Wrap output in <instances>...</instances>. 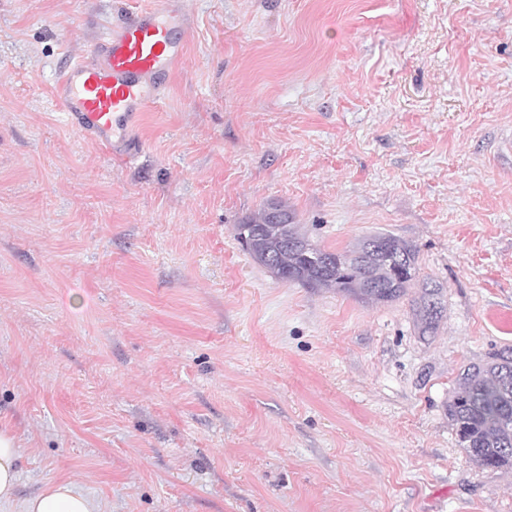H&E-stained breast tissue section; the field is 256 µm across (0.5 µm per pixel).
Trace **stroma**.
Returning a JSON list of instances; mask_svg holds the SVG:
<instances>
[{
  "instance_id": "35a3bbf8",
  "label": "stroma",
  "mask_w": 512,
  "mask_h": 512,
  "mask_svg": "<svg viewBox=\"0 0 512 512\" xmlns=\"http://www.w3.org/2000/svg\"><path fill=\"white\" fill-rule=\"evenodd\" d=\"M159 2L0 0V512L63 481L99 512H512L446 413L512 350V0H181L111 154L53 84ZM273 201L329 250L415 245L412 288L275 278L236 239ZM441 291L438 288L424 289L417 310L420 331L423 336L432 335L437 329L441 317ZM20 459L16 438L8 431L0 430V503H9L14 499Z\"/></svg>"
}]
</instances>
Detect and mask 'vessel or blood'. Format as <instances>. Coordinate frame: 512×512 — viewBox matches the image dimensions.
Instances as JSON below:
<instances>
[{
    "label": "vessel or blood",
    "mask_w": 512,
    "mask_h": 512,
    "mask_svg": "<svg viewBox=\"0 0 512 512\" xmlns=\"http://www.w3.org/2000/svg\"><path fill=\"white\" fill-rule=\"evenodd\" d=\"M186 18L176 0L127 14L90 58L70 63L53 94L70 125L85 138L112 147L158 100L184 54Z\"/></svg>",
    "instance_id": "obj_1"
}]
</instances>
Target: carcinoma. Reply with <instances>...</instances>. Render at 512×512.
I'll use <instances>...</instances> for the list:
<instances>
[{"label": "carcinoma", "instance_id": "1", "mask_svg": "<svg viewBox=\"0 0 512 512\" xmlns=\"http://www.w3.org/2000/svg\"><path fill=\"white\" fill-rule=\"evenodd\" d=\"M254 234L262 238V249L272 252L271 259L291 281L308 288H334L368 303H390L403 297L416 279V249L408 242L387 236L385 257L405 258L410 274L394 277L386 264L374 253L359 246L360 272L347 274L341 268L323 275L306 259L313 247L326 254L340 253L320 247L300 234L294 224L277 229L267 223L266 208L245 218L237 227V237ZM441 291L424 289L417 310L422 335H432L441 317ZM448 420L456 432L458 443L470 463L481 469L512 470V356L493 353L481 363L471 364L460 374L448 401Z\"/></svg>", "mask_w": 512, "mask_h": 512}]
</instances>
